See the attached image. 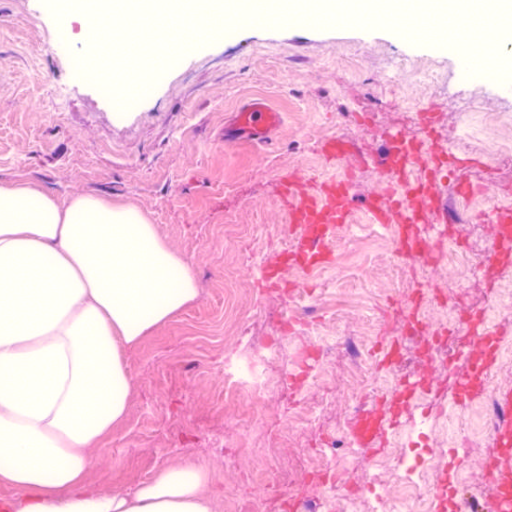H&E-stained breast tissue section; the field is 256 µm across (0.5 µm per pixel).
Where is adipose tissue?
I'll use <instances>...</instances> for the list:
<instances>
[{"instance_id":"ef3b65f1","label":"adipose tissue","mask_w":512,"mask_h":512,"mask_svg":"<svg viewBox=\"0 0 512 512\" xmlns=\"http://www.w3.org/2000/svg\"><path fill=\"white\" fill-rule=\"evenodd\" d=\"M198 293L137 209L0 184V512H212L190 463L130 492L84 483L128 413L123 350Z\"/></svg>"}]
</instances>
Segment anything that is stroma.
<instances>
[{
    "label": "stroma",
    "mask_w": 512,
    "mask_h": 512,
    "mask_svg": "<svg viewBox=\"0 0 512 512\" xmlns=\"http://www.w3.org/2000/svg\"><path fill=\"white\" fill-rule=\"evenodd\" d=\"M89 37L74 16L55 18L45 0H0V184L23 182L58 200L94 194L137 208L160 240L185 258L198 298L156 325L125 352L129 413L91 452V487L131 490L158 472L191 461L210 478L213 512H284L260 479L275 449L289 494L318 512L349 504L363 512L371 488L386 491L383 512L419 507L402 482L399 441L428 413L434 461L425 477L437 488L454 466L461 496L490 506L486 462L497 451L483 430L482 396L459 400L474 341L455 332L458 357L445 367L404 340L409 292L424 281L472 318L496 323L503 344L491 372L494 391L512 389V264L460 284L445 261L408 265L373 224L370 200L391 180L370 157L395 135L433 133L453 155L474 156L451 179L475 186L486 202L468 224L416 225L447 249L491 247V212L512 206V159L488 152L503 139L512 89L501 81L460 83L455 47L415 43L386 28L241 21L191 44L146 91L120 105L73 64ZM400 60L417 79L398 82ZM264 97L280 123L264 140L238 141L237 110ZM434 113L433 127L422 114ZM340 139L346 162H327L324 141ZM340 174L349 182L350 221L332 243L335 259L316 274L296 270L265 282L262 264L279 260L288 224L282 181L312 189ZM297 321L285 329V318ZM360 342L368 371L352 381L346 340ZM232 363L272 386L268 397L224 396ZM387 403L399 421L380 446L350 448L344 430L357 408Z\"/></svg>",
    "instance_id": "stroma-1"
}]
</instances>
